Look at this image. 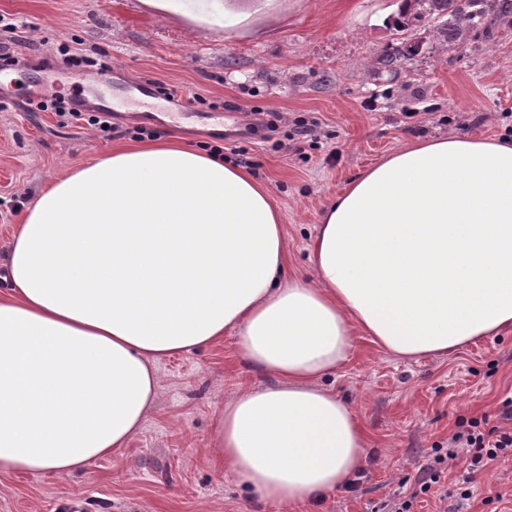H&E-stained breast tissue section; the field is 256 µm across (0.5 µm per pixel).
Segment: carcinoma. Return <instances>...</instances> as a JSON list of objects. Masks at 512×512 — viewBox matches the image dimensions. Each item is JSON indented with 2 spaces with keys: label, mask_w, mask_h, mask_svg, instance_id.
I'll list each match as a JSON object with an SVG mask.
<instances>
[{
  "label": "carcinoma",
  "mask_w": 512,
  "mask_h": 512,
  "mask_svg": "<svg viewBox=\"0 0 512 512\" xmlns=\"http://www.w3.org/2000/svg\"><path fill=\"white\" fill-rule=\"evenodd\" d=\"M405 4H426V12L443 19L440 32L459 44L487 17L512 23V0H404Z\"/></svg>",
  "instance_id": "carcinoma-1"
}]
</instances>
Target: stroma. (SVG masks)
Segmentation results:
<instances>
[{"mask_svg":"<svg viewBox=\"0 0 512 512\" xmlns=\"http://www.w3.org/2000/svg\"><path fill=\"white\" fill-rule=\"evenodd\" d=\"M402 0H273L234 34L147 6L144 0H0V262L26 205L53 177L112 148L175 137L224 157L265 184L288 233L289 272L312 277L307 246L330 200L401 146L448 135L512 139V27L490 19L465 44L438 23L394 24ZM26 31L14 40L13 29ZM392 67L380 57L403 45ZM106 65L115 89L134 80L193 98L197 112H261L282 120L258 141L156 119L164 103L127 105L132 118L103 132L57 112H33L27 91L54 85L63 98L91 89ZM159 389L140 431L117 456L70 474L0 476V512H379L415 478L432 447L471 421L501 424L512 399V332L446 355L399 358L356 337L326 379L363 428L369 455L357 491L278 505L248 494L212 462L213 420L243 385L272 374L242 362L236 338L175 354L158 365ZM474 496L448 512H512V458L477 473Z\"/></svg>","mask_w":512,"mask_h":512,"instance_id":"stroma-1","label":"stroma"}]
</instances>
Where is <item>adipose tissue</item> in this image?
Listing matches in <instances>:
<instances>
[{
	"label": "adipose tissue",
	"instance_id": "ef3b65f1",
	"mask_svg": "<svg viewBox=\"0 0 512 512\" xmlns=\"http://www.w3.org/2000/svg\"><path fill=\"white\" fill-rule=\"evenodd\" d=\"M287 255L266 186L173 139L52 179L0 264V475L117 455L158 362L231 333L276 382L225 397L214 465L279 505L346 486L367 442L322 380L356 333L415 359L512 330V142L396 150L324 212L314 281L287 274Z\"/></svg>",
	"mask_w": 512,
	"mask_h": 512
}]
</instances>
